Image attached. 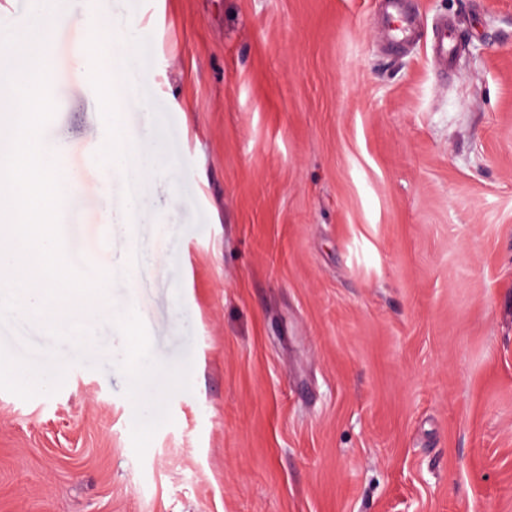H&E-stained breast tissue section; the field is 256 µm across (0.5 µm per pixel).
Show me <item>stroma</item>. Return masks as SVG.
Returning a JSON list of instances; mask_svg holds the SVG:
<instances>
[{"label": "stroma", "mask_w": 512, "mask_h": 512, "mask_svg": "<svg viewBox=\"0 0 512 512\" xmlns=\"http://www.w3.org/2000/svg\"><path fill=\"white\" fill-rule=\"evenodd\" d=\"M405 2L397 51L383 0L44 14L66 253L114 281L85 362L0 326V512H512V0Z\"/></svg>", "instance_id": "35a3bbf8"}]
</instances>
